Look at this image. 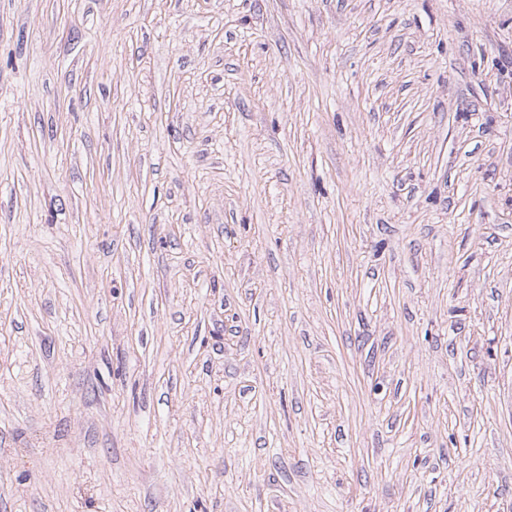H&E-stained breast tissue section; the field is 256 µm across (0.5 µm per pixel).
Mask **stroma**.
<instances>
[{"label": "stroma", "instance_id": "1", "mask_svg": "<svg viewBox=\"0 0 512 512\" xmlns=\"http://www.w3.org/2000/svg\"><path fill=\"white\" fill-rule=\"evenodd\" d=\"M0 512H512V0H0Z\"/></svg>", "mask_w": 512, "mask_h": 512}]
</instances>
